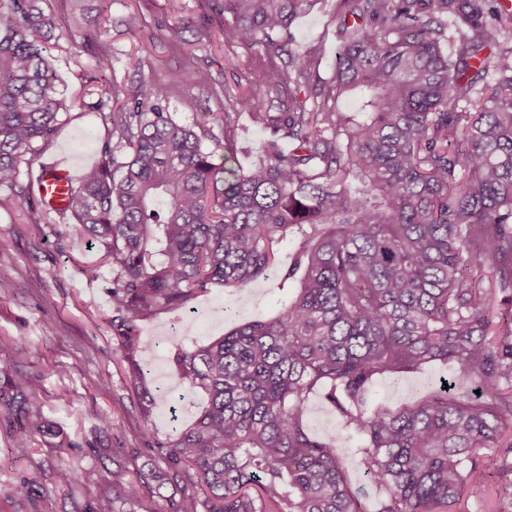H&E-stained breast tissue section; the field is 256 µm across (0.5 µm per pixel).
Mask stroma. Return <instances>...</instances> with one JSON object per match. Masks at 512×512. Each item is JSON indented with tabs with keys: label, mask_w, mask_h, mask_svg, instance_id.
<instances>
[{
	"label": "stroma",
	"mask_w": 512,
	"mask_h": 512,
	"mask_svg": "<svg viewBox=\"0 0 512 512\" xmlns=\"http://www.w3.org/2000/svg\"><path fill=\"white\" fill-rule=\"evenodd\" d=\"M59 28L44 41L57 75L56 86L74 104L64 115L51 144L38 160L67 159L76 174L96 164L108 136L102 112L88 110L84 83L93 74L99 48L112 56L107 72L114 84L163 82L168 72L188 68L198 79L170 89L168 107L177 121L191 123L196 112L223 111L225 86L268 96L263 67L253 48H228L223 19L208 0H180L171 11L168 0H53ZM336 0H317L294 27L292 50H315L313 72L318 80L330 77L339 49L332 34ZM139 15L136 29L127 20ZM99 31L89 45L85 30ZM178 30L179 46L163 40ZM41 205L27 199L0 209V367L26 372L36 380L47 421L59 431L64 447L34 435L29 452L18 458L10 446L6 409L0 408V512H172L191 485L177 478L158 488L140 480L155 452L146 439L164 440L191 425L205 402L203 394L182 396L173 378L177 338L185 322L199 341H207L235 325L276 313L282 292L276 273L250 287L212 288L200 293L189 307L164 310L140 321L137 347L126 351L112 335V299L107 287L111 266H103L99 281H89L88 266L98 263V244L62 224L41 220ZM12 281L24 282L16 293ZM138 367L149 390L140 397L131 388L127 371ZM450 367L434 364L400 377L380 378L378 401L396 407L439 386L450 378ZM117 418L105 428L101 419ZM306 423L318 435H342V455L353 489L364 499L375 490L357 465V441L344 430L335 411L319 395H311ZM124 467L133 477V492L113 500L102 476ZM90 474L78 485L75 472ZM498 477L470 478L454 512H501Z\"/></svg>",
	"instance_id": "obj_1"
}]
</instances>
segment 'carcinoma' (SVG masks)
<instances>
[{"mask_svg":"<svg viewBox=\"0 0 512 512\" xmlns=\"http://www.w3.org/2000/svg\"><path fill=\"white\" fill-rule=\"evenodd\" d=\"M208 2L224 42L263 46L268 89L292 98L269 112L224 90L265 130L262 158L239 162L232 111L181 124L168 85L142 83L62 214L112 264V332L127 351L139 321L207 288L249 287L289 245L276 316L206 343L184 326L175 382L207 402L149 444L163 464L153 481L194 471L172 512H452L478 471L512 498V448L499 446L512 427V9L336 0L340 52L317 81L313 52L289 48L316 0ZM450 14L467 28L451 50ZM57 26L51 0H0V208L29 198L22 177L70 110L40 39ZM109 67L98 54L117 98ZM216 126L219 164L203 143ZM432 363L453 380L397 408L375 401L379 377ZM313 393L358 438L373 502L351 488L339 438L308 430ZM0 404L16 456L54 435L27 375L0 376ZM108 487L130 495L128 471L108 472Z\"/></svg>","mask_w":512,"mask_h":512,"instance_id":"carcinoma-1","label":"carcinoma"}]
</instances>
